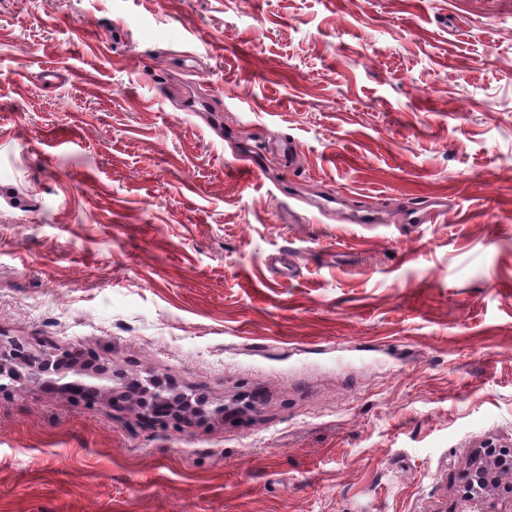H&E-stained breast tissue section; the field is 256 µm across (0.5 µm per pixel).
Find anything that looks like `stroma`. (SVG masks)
<instances>
[{
  "label": "stroma",
  "mask_w": 512,
  "mask_h": 512,
  "mask_svg": "<svg viewBox=\"0 0 512 512\" xmlns=\"http://www.w3.org/2000/svg\"><path fill=\"white\" fill-rule=\"evenodd\" d=\"M0 340L245 410L0 393V512H453L512 443V0H0Z\"/></svg>",
  "instance_id": "35a3bbf8"
}]
</instances>
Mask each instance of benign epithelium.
<instances>
[{
  "instance_id": "obj_1",
  "label": "benign epithelium",
  "mask_w": 512,
  "mask_h": 512,
  "mask_svg": "<svg viewBox=\"0 0 512 512\" xmlns=\"http://www.w3.org/2000/svg\"><path fill=\"white\" fill-rule=\"evenodd\" d=\"M116 373L112 361L94 356L89 359L77 357V351L65 349L60 352L29 349L21 344H0V393L8 390L34 391L47 385H55L64 391L85 395L93 390L96 397H110L115 392ZM134 404L145 419L161 424L177 418L189 410L194 414L202 411L199 394H170L159 379L148 376L135 385ZM483 450L476 452L465 473L458 512H470L471 504L485 497L490 487L499 485L503 474L512 471V451L508 454L487 453L501 444L492 440L481 443Z\"/></svg>"
}]
</instances>
